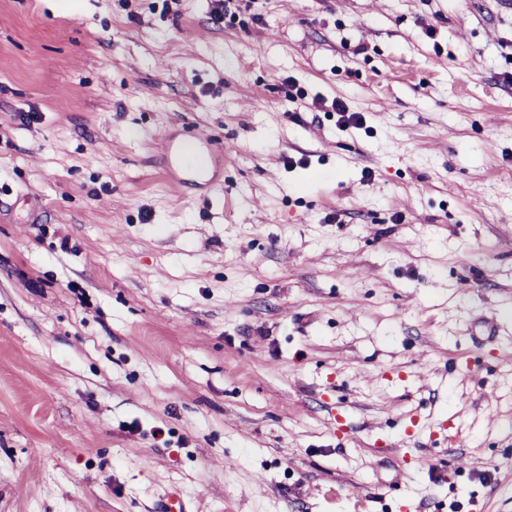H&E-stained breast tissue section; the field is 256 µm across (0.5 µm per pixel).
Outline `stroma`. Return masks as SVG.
Returning a JSON list of instances; mask_svg holds the SVG:
<instances>
[{
	"instance_id": "1",
	"label": "stroma",
	"mask_w": 512,
	"mask_h": 512,
	"mask_svg": "<svg viewBox=\"0 0 512 512\" xmlns=\"http://www.w3.org/2000/svg\"><path fill=\"white\" fill-rule=\"evenodd\" d=\"M172 492L512 512V0H0V512ZM162 155L166 169L180 171L182 174L185 173L188 163L178 141L171 139L168 136H163Z\"/></svg>"
}]
</instances>
